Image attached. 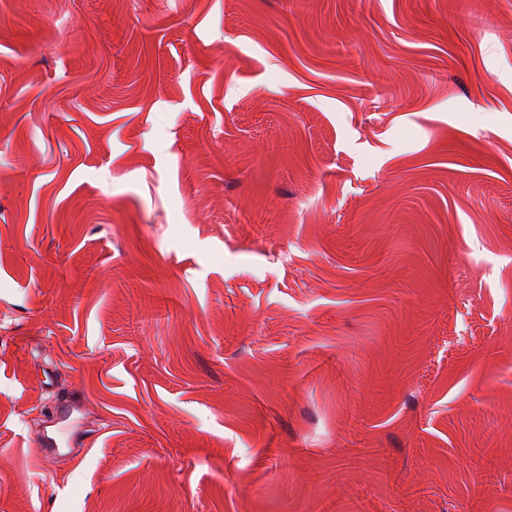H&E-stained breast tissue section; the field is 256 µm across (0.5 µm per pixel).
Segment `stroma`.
<instances>
[{
	"mask_svg": "<svg viewBox=\"0 0 512 512\" xmlns=\"http://www.w3.org/2000/svg\"><path fill=\"white\" fill-rule=\"evenodd\" d=\"M0 512H512V0H0ZM83 403L75 394H67L61 399L49 421L50 432L41 436L39 447L41 454L57 452L60 448L71 447L77 433L79 415L83 412Z\"/></svg>",
	"mask_w": 512,
	"mask_h": 512,
	"instance_id": "35a3bbf8",
	"label": "stroma"
}]
</instances>
